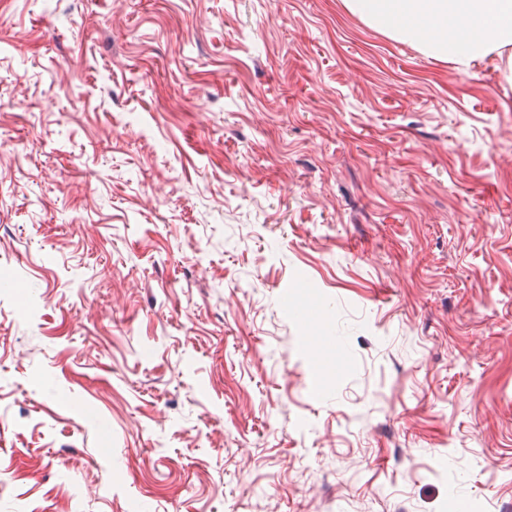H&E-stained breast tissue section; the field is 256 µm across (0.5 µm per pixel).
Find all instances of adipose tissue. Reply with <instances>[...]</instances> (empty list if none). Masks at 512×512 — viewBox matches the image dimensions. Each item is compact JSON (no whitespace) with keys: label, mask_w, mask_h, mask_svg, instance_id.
I'll list each match as a JSON object with an SVG mask.
<instances>
[{"label":"adipose tissue","mask_w":512,"mask_h":512,"mask_svg":"<svg viewBox=\"0 0 512 512\" xmlns=\"http://www.w3.org/2000/svg\"><path fill=\"white\" fill-rule=\"evenodd\" d=\"M347 9L395 40L468 69L495 54L512 80V0H344Z\"/></svg>","instance_id":"1"}]
</instances>
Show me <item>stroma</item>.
Returning a JSON list of instances; mask_svg holds the SVG:
<instances>
[{"label": "stroma", "mask_w": 512, "mask_h": 512, "mask_svg": "<svg viewBox=\"0 0 512 512\" xmlns=\"http://www.w3.org/2000/svg\"><path fill=\"white\" fill-rule=\"evenodd\" d=\"M512 512V84L343 0H0V512Z\"/></svg>", "instance_id": "35a3bbf8"}]
</instances>
